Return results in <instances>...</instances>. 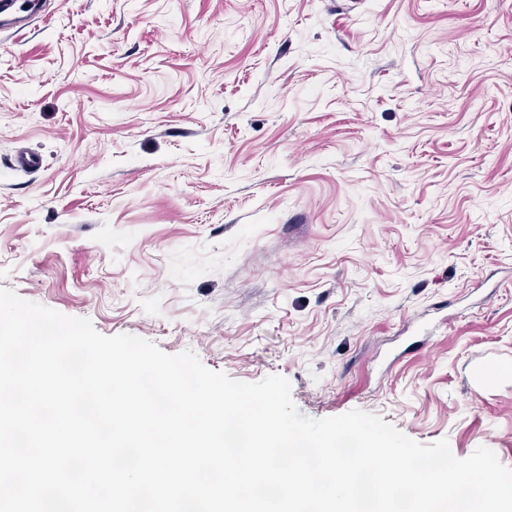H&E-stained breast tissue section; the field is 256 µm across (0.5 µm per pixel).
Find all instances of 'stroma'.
<instances>
[{
  "mask_svg": "<svg viewBox=\"0 0 512 512\" xmlns=\"http://www.w3.org/2000/svg\"><path fill=\"white\" fill-rule=\"evenodd\" d=\"M0 287L512 468V0H40Z\"/></svg>",
  "mask_w": 512,
  "mask_h": 512,
  "instance_id": "1",
  "label": "stroma"
}]
</instances>
